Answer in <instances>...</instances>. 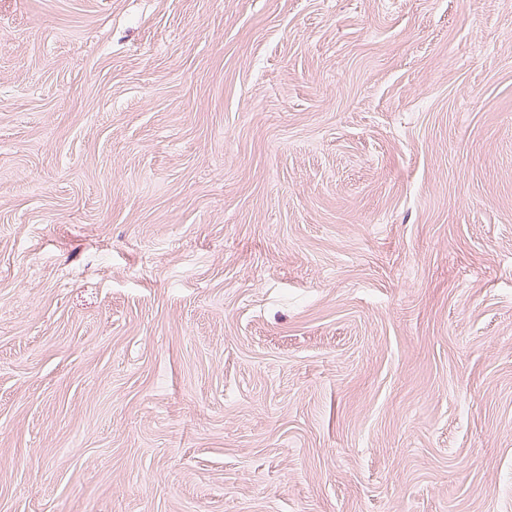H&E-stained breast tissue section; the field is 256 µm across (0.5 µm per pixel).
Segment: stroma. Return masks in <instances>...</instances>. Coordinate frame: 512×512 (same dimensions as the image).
<instances>
[{"instance_id":"35a3bbf8","label":"stroma","mask_w":512,"mask_h":512,"mask_svg":"<svg viewBox=\"0 0 512 512\" xmlns=\"http://www.w3.org/2000/svg\"><path fill=\"white\" fill-rule=\"evenodd\" d=\"M0 512H512V0H0Z\"/></svg>"}]
</instances>
